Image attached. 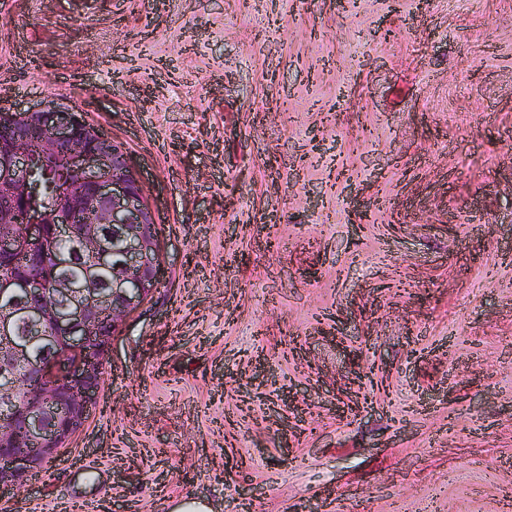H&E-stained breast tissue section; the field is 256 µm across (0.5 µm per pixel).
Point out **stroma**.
<instances>
[{"label":"stroma","instance_id":"obj_1","mask_svg":"<svg viewBox=\"0 0 512 512\" xmlns=\"http://www.w3.org/2000/svg\"><path fill=\"white\" fill-rule=\"evenodd\" d=\"M50 102L161 275L0 512H512V0H0Z\"/></svg>","mask_w":512,"mask_h":512}]
</instances>
